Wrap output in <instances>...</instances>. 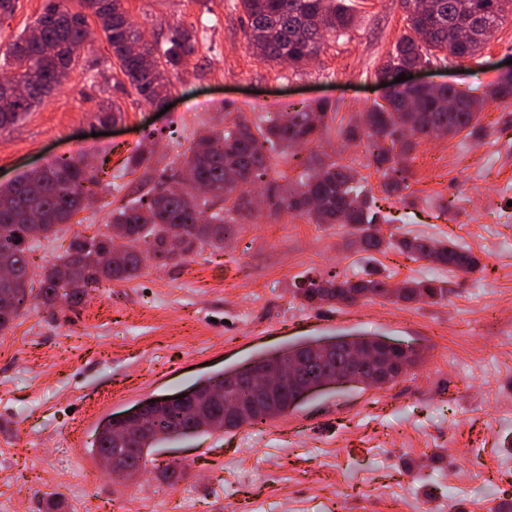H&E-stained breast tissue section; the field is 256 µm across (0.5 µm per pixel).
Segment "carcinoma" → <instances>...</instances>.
<instances>
[{"label": "carcinoma", "mask_w": 512, "mask_h": 512, "mask_svg": "<svg viewBox=\"0 0 512 512\" xmlns=\"http://www.w3.org/2000/svg\"><path fill=\"white\" fill-rule=\"evenodd\" d=\"M93 15L112 48L120 72L139 99L159 105L170 93V75L188 70L196 54L198 38L194 30L177 26L170 30L161 50L150 43L145 48L155 58L151 71L144 69L130 45L142 40L132 25L124 0H91ZM247 19L249 47L264 61L289 60L295 68L316 57L329 36L343 34L354 16L347 0H239ZM407 32L394 47L379 79L387 81L393 69L428 65L445 52L461 62L481 52L507 17L512 16V0H431L422 11L418 0H405ZM34 28L40 36L19 35L5 60L12 62L15 82L27 93L17 95L0 85V130L15 123L35 104L62 86L83 45L86 14L71 11L63 0H47ZM512 97V80L498 84L481 96L460 94L453 88L433 89L393 86L386 105L377 104L366 113L363 126L345 130L351 140L367 138L370 164L382 173L385 191L407 188L406 165L402 154L386 146L402 145L410 137L448 136L478 124V115L488 101ZM457 107L448 109V101ZM331 105L302 108L292 112L286 125L263 127L238 116L231 128H208L198 134L184 156L160 169L151 165L153 151L140 146L124 158L128 174L144 169L149 176L135 190L124 193L121 204L110 212L107 231L93 236L76 233L65 250L46 261L42 272H31L30 254L35 244L49 240L60 226L72 223L86 208V201L101 186L105 167L91 170L79 158H61L40 171L28 173L0 186V263L14 270L12 278H0V334L11 328L21 312L35 306H56L59 298L81 303L89 288L102 280H131L152 262L159 267L178 266L206 246L221 248L224 240L242 223L250 206V185L265 184L271 210L306 216L315 224H344L356 231L366 251L382 246L396 247L413 260H426L440 267L474 273L479 259L455 243L434 244L424 238L384 241L377 226L384 215L357 180L353 169L331 163L306 174L299 185L281 182L285 175L274 169L272 154L316 141L327 128ZM240 170L241 179H226V169ZM232 202L226 207L224 203ZM172 225L181 227L178 244L169 242ZM308 287L299 292L309 306L351 305L361 298L378 296L392 302H428L444 296L434 278L410 280L392 288L382 279H350L331 273L329 277L306 279ZM331 355L342 360L346 349L358 344L354 336L319 339ZM421 362L417 349L410 358L391 371L385 383L395 381ZM239 373L227 369L219 378L195 383L203 391L218 393L219 399L191 416L180 408L148 409L154 426L147 431L129 432L124 445L138 452L130 457V467L142 468L144 457L167 439L212 431L215 421L224 430H236L277 418L298 407V393L306 378L288 390L256 396L238 386ZM112 423L98 429L97 455L112 453L117 447Z\"/></svg>", "instance_id": "cac0c4a2"}]
</instances>
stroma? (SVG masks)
<instances>
[{"label":"stroma","instance_id":"stroma-1","mask_svg":"<svg viewBox=\"0 0 512 512\" xmlns=\"http://www.w3.org/2000/svg\"><path fill=\"white\" fill-rule=\"evenodd\" d=\"M46 0H16L0 17V59ZM353 29L327 38L307 67L262 62L230 0H127L145 40L176 26L200 32L170 108L124 83L101 31L78 52L64 86L0 131V185L89 144L86 161L120 172L138 145L158 164L205 128L243 112L264 126L326 101L322 137L280 160L297 182L305 168L339 161L380 189L358 124L382 97L378 77L407 31L404 0H350ZM512 74V20L473 60L423 74L467 94ZM120 120L102 126L111 106ZM477 132L413 139L408 188L381 205L383 236L453 242L481 262L475 273L412 260L397 248L364 251L338 224L260 210L220 248L177 267L145 265L105 281L81 304L36 307L0 335V512H512V99L488 103ZM112 189L99 188L82 224L63 225L33 253L35 265L74 234L103 231ZM338 271L398 285L436 277L439 302L380 297L310 307L296 292ZM382 336L424 359L383 387L328 388L258 426L162 442L127 481L102 473L91 448L100 422L145 399L250 364L260 355L327 336ZM170 465L183 467L178 482Z\"/></svg>","mask_w":512,"mask_h":512}]
</instances>
